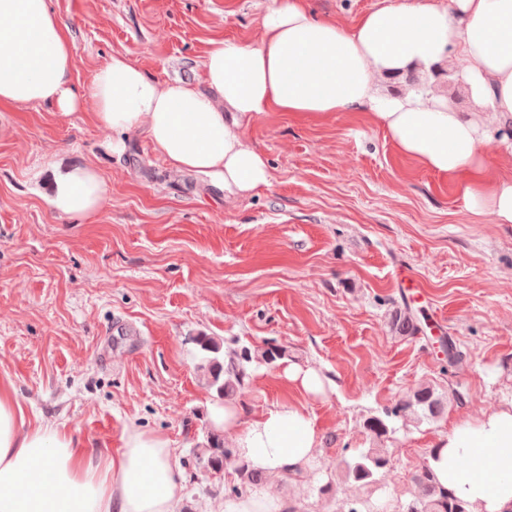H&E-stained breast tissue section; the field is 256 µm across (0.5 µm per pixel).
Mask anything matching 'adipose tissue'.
I'll use <instances>...</instances> for the list:
<instances>
[{"label": "adipose tissue", "instance_id": "1", "mask_svg": "<svg viewBox=\"0 0 512 512\" xmlns=\"http://www.w3.org/2000/svg\"><path fill=\"white\" fill-rule=\"evenodd\" d=\"M254 43L211 41L203 84L147 76L115 56L76 88L75 52L51 0H0V105H91L96 124L145 128L171 167L232 193L270 184L265 156L240 122L261 112L320 120L369 111L402 157L448 179L465 207L512 224V176L487 148L512 127V0H382L350 27L315 19L308 0H271ZM463 61L482 105L478 117L438 97L382 99V79ZM108 200L95 167L55 168L46 201L60 215L96 212ZM211 422L249 468L269 477L306 470L322 445L301 406L246 413L226 402ZM429 464L440 484L474 512H512V405L458 423ZM495 480H488V473ZM178 458L168 438L129 430L118 451L90 455L76 434L24 419L12 383L0 382V512H179Z\"/></svg>", "mask_w": 512, "mask_h": 512}]
</instances>
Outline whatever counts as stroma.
Segmentation results:
<instances>
[{
  "mask_svg": "<svg viewBox=\"0 0 512 512\" xmlns=\"http://www.w3.org/2000/svg\"><path fill=\"white\" fill-rule=\"evenodd\" d=\"M270 0H53L74 44V83L112 56L147 75L197 81L211 40L261 36ZM455 61L436 79L382 80L386 95L438 92L458 112L477 106ZM268 160L269 187L230 194L170 168L143 132H112L90 107L0 109V379L27 421L65 427L118 449L138 428L168 436L180 461V512H222L239 485L235 458L215 472L191 453L218 401L194 369L195 339L287 346L319 372L320 396L281 366H260L242 402L257 412L303 405L322 435L314 466L272 481L301 512H338L358 486L335 482L341 458L372 447L368 417L429 385L448 398L437 421L388 419L391 452L371 496L401 512L412 477L461 421L512 402V224L468 212L446 179L396 153L362 112L318 121L262 112L243 121ZM89 164L109 200L85 216L44 201L51 162ZM419 281L444 333L400 336L406 299L394 277ZM462 356L448 362L449 348ZM329 493H322L323 485Z\"/></svg>",
  "mask_w": 512,
  "mask_h": 512,
  "instance_id": "obj_1",
  "label": "stroma"
}]
</instances>
